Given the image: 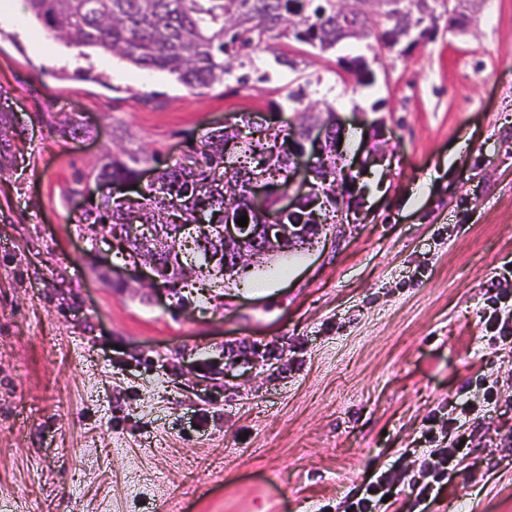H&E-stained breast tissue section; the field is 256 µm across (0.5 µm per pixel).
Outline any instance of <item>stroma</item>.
Instances as JSON below:
<instances>
[{
  "label": "stroma",
  "instance_id": "1",
  "mask_svg": "<svg viewBox=\"0 0 512 512\" xmlns=\"http://www.w3.org/2000/svg\"><path fill=\"white\" fill-rule=\"evenodd\" d=\"M3 5L0 506L319 512L386 471L403 512H512V343L481 320L488 286L512 295V0L401 57L275 40L252 54L270 80L203 91L104 51L76 75L24 0ZM356 55L375 82L352 93ZM298 88L363 171L312 247L224 289L150 290L91 256L72 191L108 148L186 162L241 117L287 126ZM451 418L468 446L417 504L422 433Z\"/></svg>",
  "mask_w": 512,
  "mask_h": 512
}]
</instances>
